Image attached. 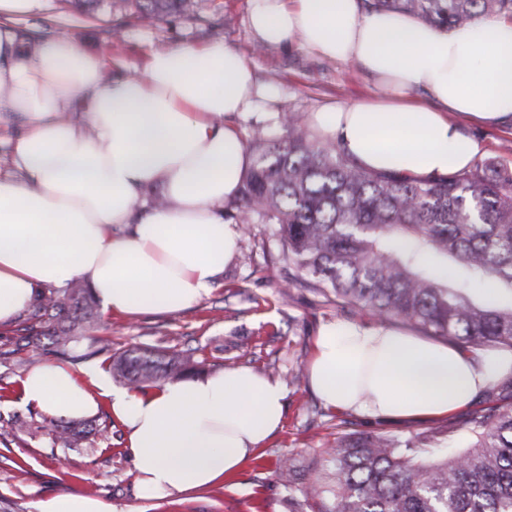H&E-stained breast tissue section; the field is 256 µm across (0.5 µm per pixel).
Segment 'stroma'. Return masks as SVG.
<instances>
[{
    "label": "stroma",
    "mask_w": 512,
    "mask_h": 512,
    "mask_svg": "<svg viewBox=\"0 0 512 512\" xmlns=\"http://www.w3.org/2000/svg\"><path fill=\"white\" fill-rule=\"evenodd\" d=\"M250 0H192L189 11L154 20L133 13H112L106 6L84 12L71 0H35L33 8L14 25L27 45L61 35L82 41L112 62L110 78L140 71L147 54L177 46L224 43L252 64L271 99L260 111L236 118L242 135L263 127L276 135V114L309 118L330 105H344L378 94L373 77L354 63L322 58L294 42L285 47L260 46L249 25ZM467 134L482 141L483 159L512 168V128L465 124ZM281 243L272 224L252 225L237 253L212 290L200 303L181 312L100 315L78 344L86 350L94 338L111 337L116 347H151L194 352L198 359L224 367H247L285 381L286 415L282 430L247 460L236 475L202 492L166 500L143 498L125 446L121 425H113L112 448L96 445L64 449L50 438L30 440L15 431L13 416L42 419L27 404L21 382L28 365L0 364V386L11 390L0 403V512H35L42 496L88 493L106 500L112 512H312L305 490L320 474L323 450L347 434L373 433L404 437L438 434L448 453L462 451L470 418L512 403V385L500 384L480 395L469 407L424 422H383L325 408L307 383H290L288 373L306 367L319 330L352 321L375 326L369 312L327 301L306 288H294L281 299L279 288L298 278V270L280 258ZM300 473L295 492L277 479L285 459Z\"/></svg>",
    "instance_id": "35a3bbf8"
}]
</instances>
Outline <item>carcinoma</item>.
I'll return each instance as SVG.
<instances>
[{"instance_id":"obj_1","label":"carcinoma","mask_w":512,"mask_h":512,"mask_svg":"<svg viewBox=\"0 0 512 512\" xmlns=\"http://www.w3.org/2000/svg\"><path fill=\"white\" fill-rule=\"evenodd\" d=\"M370 9L399 10L449 29L477 18H512V0H364ZM135 4L139 18L185 10L190 0H109ZM281 134L256 129L245 142L252 165L238 197L224 208L231 224H275L299 284L329 301L399 320L464 347L512 348V170L475 162L448 176L413 179L363 168L332 140L319 141L293 113L279 114ZM489 288L482 300L474 290ZM98 319V303L75 281L42 290L20 318L25 361L71 355ZM105 357L112 375L133 389L174 381L202 369L192 353L150 348L124 351L100 338L83 357ZM32 438L65 448L95 441L112 448V423L64 418L14 419ZM467 449L440 452L422 433L402 439L346 436L325 451L326 472L306 497L320 512H512V406L470 419ZM292 488L296 466L277 473Z\"/></svg>"}]
</instances>
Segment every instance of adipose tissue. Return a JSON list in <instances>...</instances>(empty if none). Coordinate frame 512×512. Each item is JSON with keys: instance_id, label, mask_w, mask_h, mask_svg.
Segmentation results:
<instances>
[{"instance_id": "adipose-tissue-1", "label": "adipose tissue", "mask_w": 512, "mask_h": 512, "mask_svg": "<svg viewBox=\"0 0 512 512\" xmlns=\"http://www.w3.org/2000/svg\"><path fill=\"white\" fill-rule=\"evenodd\" d=\"M34 0H0V112L25 130L14 161L27 181L0 176V328L45 288L82 281L104 312H178L213 288L241 235L226 223L250 165L232 117L265 95L245 58L223 44L151 52L140 74L111 82L108 59L69 36L26 51L10 25ZM261 45L294 40L330 60L356 61L382 98L313 113L311 125L367 170L411 178L469 168L481 143L462 121L512 127V20L445 30L362 0H251ZM429 99L414 101L412 92ZM158 185L167 203L143 204ZM306 373L332 410L383 420L466 408L512 376V352L466 350L380 325L319 330ZM23 400L80 419L106 400L122 425L141 494L162 499L233 475L281 427L286 386L246 367L203 372L139 392L100 369L85 378L35 365ZM37 512H112L65 492Z\"/></svg>"}]
</instances>
